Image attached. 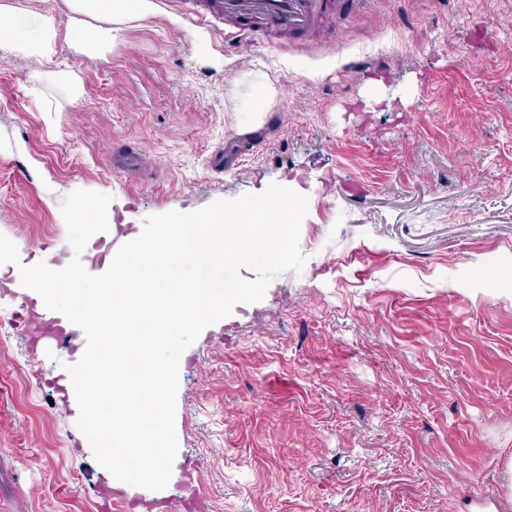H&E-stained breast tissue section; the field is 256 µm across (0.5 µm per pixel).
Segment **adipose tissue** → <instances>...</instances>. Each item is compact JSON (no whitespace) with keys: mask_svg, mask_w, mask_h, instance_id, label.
Segmentation results:
<instances>
[{"mask_svg":"<svg viewBox=\"0 0 512 512\" xmlns=\"http://www.w3.org/2000/svg\"><path fill=\"white\" fill-rule=\"evenodd\" d=\"M69 10L97 21L95 38L84 41L74 37L73 46L81 52L98 54L111 45L120 24L147 13V0H66ZM15 20L0 25V55L21 54L44 62L52 60L58 51L60 22L55 15L33 13L12 6Z\"/></svg>","mask_w":512,"mask_h":512,"instance_id":"1","label":"adipose tissue"}]
</instances>
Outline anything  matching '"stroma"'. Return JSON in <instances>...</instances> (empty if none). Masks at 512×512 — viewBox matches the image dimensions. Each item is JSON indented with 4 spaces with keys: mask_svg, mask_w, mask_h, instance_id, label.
Returning a JSON list of instances; mask_svg holds the SVG:
<instances>
[{
    "mask_svg": "<svg viewBox=\"0 0 512 512\" xmlns=\"http://www.w3.org/2000/svg\"><path fill=\"white\" fill-rule=\"evenodd\" d=\"M104 55L60 52L84 99L0 57V234L21 263L80 257L279 184L306 197L301 273L238 304L180 361L166 489L207 512H512V0H341L326 48H224L197 0H150ZM241 167L208 157L235 134ZM140 154L147 179L114 169ZM358 185L350 194L349 185ZM111 195L75 255L61 212ZM0 264V512H100L110 473L59 400L83 331Z\"/></svg>",
    "mask_w": 512,
    "mask_h": 512,
    "instance_id": "obj_1",
    "label": "stroma"
}]
</instances>
